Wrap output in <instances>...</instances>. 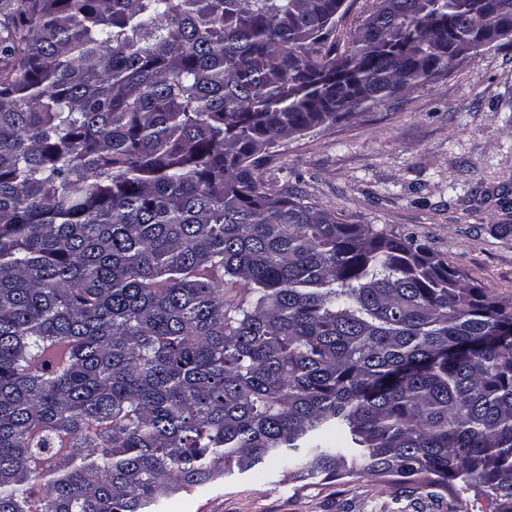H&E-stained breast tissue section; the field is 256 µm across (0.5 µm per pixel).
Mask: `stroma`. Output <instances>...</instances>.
I'll return each instance as SVG.
<instances>
[{
  "mask_svg": "<svg viewBox=\"0 0 512 512\" xmlns=\"http://www.w3.org/2000/svg\"><path fill=\"white\" fill-rule=\"evenodd\" d=\"M262 176L347 223L414 234L467 281L512 304V45L279 143ZM501 224L508 232H498ZM157 510L454 512L455 501L399 495L374 477L301 487L266 464L162 500Z\"/></svg>",
  "mask_w": 512,
  "mask_h": 512,
  "instance_id": "1",
  "label": "stroma"
}]
</instances>
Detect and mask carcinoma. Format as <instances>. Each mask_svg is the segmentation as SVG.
<instances>
[{
	"label": "carcinoma",
	"instance_id": "carcinoma-1",
	"mask_svg": "<svg viewBox=\"0 0 512 512\" xmlns=\"http://www.w3.org/2000/svg\"><path fill=\"white\" fill-rule=\"evenodd\" d=\"M345 2L0 0V512L270 461L512 512V305L260 173L512 44V0H374L341 51Z\"/></svg>",
	"mask_w": 512,
	"mask_h": 512
}]
</instances>
